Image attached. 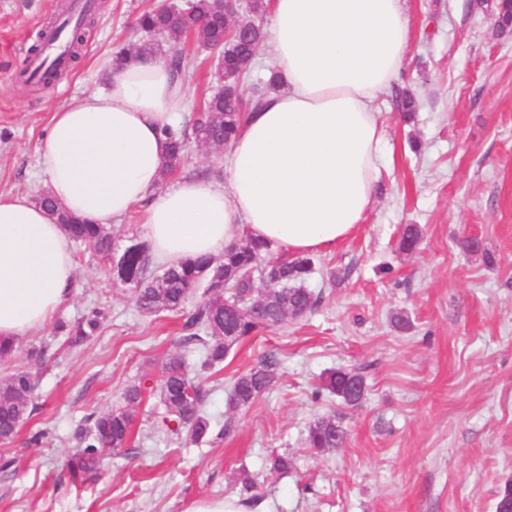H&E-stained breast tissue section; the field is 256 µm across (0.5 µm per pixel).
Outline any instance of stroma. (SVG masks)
Here are the masks:
<instances>
[{
  "label": "stroma",
  "mask_w": 512,
  "mask_h": 512,
  "mask_svg": "<svg viewBox=\"0 0 512 512\" xmlns=\"http://www.w3.org/2000/svg\"><path fill=\"white\" fill-rule=\"evenodd\" d=\"M68 0H0V191L44 192L39 146L53 112L105 85L100 70L120 49L142 45L137 20L164 0H96L77 59L48 86L23 76L35 45ZM497 0H406L411 42L397 89L377 107L386 159L364 224L335 249L313 256L305 283L318 299L300 317L233 347L224 363L197 375L212 417L208 439L192 443L156 431V384L173 355L195 365L182 344V319L140 313L118 260L141 241L143 210L112 225V253L75 247L76 288L43 329L0 361V382L29 372L30 414L14 440L0 443V512H190L200 501L248 500L263 512H494L512 480V30L498 24ZM187 107L175 120L186 162L161 184L220 183L227 147L201 145L193 123L216 86L215 50L189 39ZM413 93L401 111L396 90ZM423 231L400 252L403 225ZM476 239L477 252L462 243ZM100 311V326L79 346L68 328ZM412 327L391 325L397 313ZM45 347L42 361L28 358ZM278 362L273 385L232 409L236 375L263 355ZM365 378L360 403L347 406L314 388L329 372ZM146 385L134 438L106 452L85 485L66 464L75 431L89 416L119 406L124 388ZM335 416L347 434L333 452L311 455L310 426ZM275 454L287 473H269ZM253 492H244L243 478Z\"/></svg>",
  "instance_id": "1"
}]
</instances>
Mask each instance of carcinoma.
I'll return each mask as SVG.
<instances>
[{
  "mask_svg": "<svg viewBox=\"0 0 512 512\" xmlns=\"http://www.w3.org/2000/svg\"><path fill=\"white\" fill-rule=\"evenodd\" d=\"M197 10L210 22L212 41L220 45L224 56L225 72L235 73L237 78L225 81L224 89L205 104L196 121V138L200 142L228 146L241 121L243 107L264 95L258 86L244 87L243 79L254 65L265 33L254 23L249 34L227 38L224 16L217 11L213 0H197ZM139 26L159 33L168 42L166 61L178 74H184L188 62L179 45L195 26L194 17L155 8L140 16ZM163 133L169 143V163L163 173L166 178L181 167L185 133L171 126L165 127ZM59 223L72 241L103 256L111 251L112 239L105 225L83 223L63 213L59 214ZM421 235L418 225H406L399 248L404 252L414 251L421 243ZM271 250L269 242L249 238L225 249L219 261L195 258L169 267L159 276H148L147 250L133 245L125 251L119 271L125 281L136 284L135 304L147 315L184 311L190 292L204 285V299L186 318L187 334L181 337L185 345L201 346L200 370L203 371L224 362L235 343L315 306L317 299L302 286L312 271V258L303 255L271 261L267 259ZM257 270L261 271L266 288L260 311L253 316L248 309L252 303V276ZM277 367V361L265 355L252 368L238 374L232 383L229 407L236 409L251 404L272 385ZM157 390L163 407L161 422L167 434H183L193 442L210 434L211 421L203 408L201 388L189 376L182 358L171 357L162 365ZM33 391L34 383L28 372L13 374L0 386L1 436L15 434L21 420L29 414ZM323 391L343 404L354 406L365 395V379L354 371H332L315 391V397H320ZM143 393L144 386L140 384L128 386L122 393L121 406L87 419V425L79 429V450L67 463L72 483H82L97 474L104 451L119 453L128 446L133 436L131 408L142 401ZM345 438V430L336 417L330 416L310 426L308 444L319 453H327L342 447ZM495 512H512V482L505 483L498 492Z\"/></svg>",
  "mask_w": 512,
  "mask_h": 512,
  "instance_id": "cac0c4a2",
  "label": "carcinoma"
}]
</instances>
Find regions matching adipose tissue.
Segmentation results:
<instances>
[{"mask_svg":"<svg viewBox=\"0 0 512 512\" xmlns=\"http://www.w3.org/2000/svg\"><path fill=\"white\" fill-rule=\"evenodd\" d=\"M281 84L245 112L223 183L161 189L162 133L187 102L154 57L108 68L102 90L53 113L39 149L47 192L93 224L144 210L143 238L170 266L216 257L239 239L291 255L336 247L374 204L384 127L373 104L411 42L405 0H265ZM72 244L26 194L0 193V340L47 325L75 286Z\"/></svg>","mask_w":512,"mask_h":512,"instance_id":"obj_1","label":"adipose tissue"}]
</instances>
